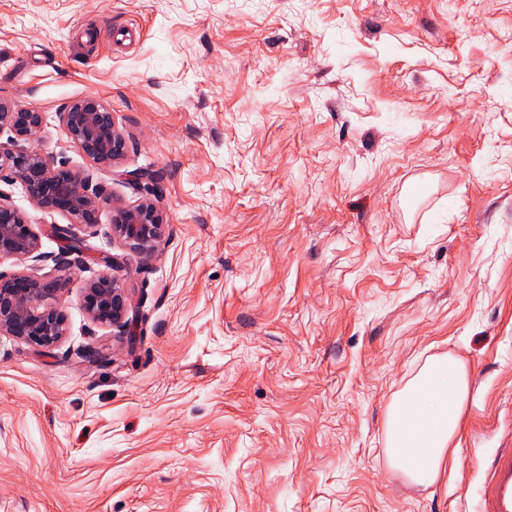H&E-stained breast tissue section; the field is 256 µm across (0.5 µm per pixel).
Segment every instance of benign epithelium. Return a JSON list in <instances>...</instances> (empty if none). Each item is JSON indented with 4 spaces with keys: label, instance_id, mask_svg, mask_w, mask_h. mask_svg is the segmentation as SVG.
<instances>
[{
    "label": "benign epithelium",
    "instance_id": "1",
    "mask_svg": "<svg viewBox=\"0 0 512 512\" xmlns=\"http://www.w3.org/2000/svg\"><path fill=\"white\" fill-rule=\"evenodd\" d=\"M59 122L71 141L92 163L112 167L124 154L123 134L112 118V111L97 97H86L58 113ZM40 112L14 111L0 102V133L8 130L7 141H0V181L20 184L32 203L47 213H59L70 220L67 226L55 224L54 234L70 242L59 254V267L71 265L70 256L81 253L73 226H93L99 210L107 205L114 211L112 231L125 247L141 260L158 250L166 231L157 195L156 177L144 170L125 172L127 182L148 197L136 203L117 204L101 185L71 170L67 178L56 176L54 162L45 157L35 141L41 131ZM39 235L33 224L14 205L9 194L0 191V261L19 258L42 260ZM107 270L84 289L83 307L91 321L125 328L133 308L123 279L115 274L117 264L104 260ZM62 283L48 281L24 271L0 270V335L12 336L28 344L52 348L66 336V318L57 304Z\"/></svg>",
    "mask_w": 512,
    "mask_h": 512
}]
</instances>
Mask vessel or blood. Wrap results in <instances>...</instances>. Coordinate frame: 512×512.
Wrapping results in <instances>:
<instances>
[{
    "instance_id": "vessel-or-blood-1",
    "label": "vessel or blood",
    "mask_w": 512,
    "mask_h": 512,
    "mask_svg": "<svg viewBox=\"0 0 512 512\" xmlns=\"http://www.w3.org/2000/svg\"><path fill=\"white\" fill-rule=\"evenodd\" d=\"M478 512H512V432L483 463Z\"/></svg>"
}]
</instances>
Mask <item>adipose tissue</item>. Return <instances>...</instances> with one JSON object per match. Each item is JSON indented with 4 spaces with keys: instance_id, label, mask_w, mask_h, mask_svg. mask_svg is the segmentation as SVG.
Instances as JSON below:
<instances>
[{
    "instance_id": "ef3b65f1",
    "label": "adipose tissue",
    "mask_w": 512,
    "mask_h": 512,
    "mask_svg": "<svg viewBox=\"0 0 512 512\" xmlns=\"http://www.w3.org/2000/svg\"><path fill=\"white\" fill-rule=\"evenodd\" d=\"M468 395L465 364L446 354L427 358L393 397L386 445L393 462L415 483L431 485L446 473Z\"/></svg>"
}]
</instances>
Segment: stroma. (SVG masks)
Returning <instances> with one entry per match:
<instances>
[{
  "mask_svg": "<svg viewBox=\"0 0 512 512\" xmlns=\"http://www.w3.org/2000/svg\"><path fill=\"white\" fill-rule=\"evenodd\" d=\"M95 96L127 150L99 167L58 120ZM0 100L114 201L158 174L148 262L112 210L15 205L68 334L0 336V512H475L512 428V0H0ZM124 260L138 315L90 321ZM450 354L469 397L448 473L391 466L389 404ZM104 263L107 270L84 289V310L94 323L126 328L133 315L128 289L114 273L117 268L114 258H106Z\"/></svg>",
  "mask_w": 512,
  "mask_h": 512,
  "instance_id": "35a3bbf8",
  "label": "stroma"
}]
</instances>
